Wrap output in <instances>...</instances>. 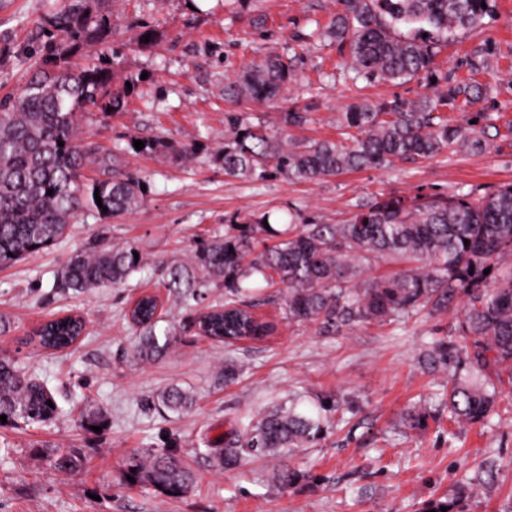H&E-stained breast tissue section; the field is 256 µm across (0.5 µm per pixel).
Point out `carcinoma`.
Wrapping results in <instances>:
<instances>
[{
    "label": "carcinoma",
    "instance_id": "obj_1",
    "mask_svg": "<svg viewBox=\"0 0 512 512\" xmlns=\"http://www.w3.org/2000/svg\"><path fill=\"white\" fill-rule=\"evenodd\" d=\"M343 9L328 34L348 46L351 68L367 80L407 81L432 73L435 48L455 28H473L490 0H338ZM99 0H67L63 9L40 27L47 67L38 71L15 96L0 101V267L11 266L59 241L69 225L91 208L106 216L136 210L143 201L140 180L118 169L119 155L97 158L104 177L87 184L82 171L96 151L79 138L82 111L121 109L123 92L107 94L112 74L105 62L71 68L67 56L85 46L107 42L111 15L98 10ZM408 25L406 33L398 32ZM292 81L288 63L269 55L244 66L224 84V97L258 102L280 99ZM473 100L472 87L455 85L433 105L405 101L353 105L340 122L343 140L282 147L274 135L241 127L226 114L227 141L221 159L234 177L265 175L273 168L305 181L344 171L377 168L394 161L438 157L479 131L448 123L438 107L458 99ZM63 145H58V142ZM102 205H97L94 193ZM137 247L97 242L74 253L54 283L62 295L125 283L140 267ZM512 185L483 196L456 194L408 204L383 197L339 224H290L284 230L264 227L258 218L229 224L221 237L196 242L188 261L168 268L165 287L185 305L201 302L209 284L224 285V302L207 307L193 320L214 341L231 345L243 336L263 339L276 325L257 320L240 295L253 284L284 288L288 322L312 323L330 333L357 323L391 324L423 312L440 314L465 300L455 331L459 348H436L441 363L464 364L469 379H452L446 405L449 418L472 425L486 419L497 404L490 373L509 372L512 384ZM404 265L369 279L360 275L380 262ZM489 274H484V270ZM136 327L134 352L142 362L165 355L178 335L175 322L157 314V305L141 299L132 311ZM84 322L66 317L37 332L45 350L70 347L82 335ZM174 414L190 411L196 396L180 386L159 392L151 401ZM327 407L312 415L296 406H275L239 420L220 437H204L205 449L195 465L176 455L178 441L166 448H146L129 458L125 474L135 484L178 498L196 482L195 467L233 469L248 458L280 459L291 448L320 440L327 430ZM63 414L46 382L0 359V416L7 423L41 428ZM106 422L100 408L87 405L79 416L86 432ZM58 471L80 465L67 448L50 455Z\"/></svg>",
    "mask_w": 512,
    "mask_h": 512
}]
</instances>
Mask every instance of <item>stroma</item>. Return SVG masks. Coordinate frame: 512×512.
Returning <instances> with one entry per match:
<instances>
[{
    "mask_svg": "<svg viewBox=\"0 0 512 512\" xmlns=\"http://www.w3.org/2000/svg\"><path fill=\"white\" fill-rule=\"evenodd\" d=\"M64 3L0 0V99L44 68L37 32ZM338 9L337 0H114L108 44L69 56L78 68L119 49L114 82L127 90L124 108H87L80 124L99 153L122 150L123 171L146 191L138 209L110 218L85 212L52 247L0 269V317L11 323L0 333V358L69 397L56 424L0 427V443L10 445L0 452V512H420L485 465L492 477L479 496L461 500L462 512H512V384L502 383L497 414L481 424L457 426L440 406L448 372L431 366L428 355L439 341L462 345L454 330L458 310L324 333L311 323H288L275 289L255 288L248 299L277 323L273 336L226 346L191 328L159 361L144 364L133 355L131 300L145 288L159 293L169 319L197 316V307L175 304L164 286L167 269L188 260L195 240L223 235L227 224L264 214L278 229L336 224L389 195L479 196L512 183V0H491L481 27L456 30L438 45L432 79L406 82L354 79L347 53L326 35ZM141 23L155 31L150 42L136 40ZM273 52L287 57L294 72L283 98L225 100V82ZM462 83L473 86L474 100L444 112L452 125L477 119L479 144L318 181L224 173L226 113L284 143H312L338 139L350 104L421 103ZM287 112L305 114V123H285ZM137 140L143 149H133ZM100 236L136 245L140 269L124 287L72 299L56 294L58 271ZM71 311L88 328L75 346L51 352L32 341L38 324ZM230 356L242 370L228 382ZM174 384L195 392V407L180 416L150 408ZM86 402L107 416L99 433L78 427ZM294 402L312 409L326 403L330 424L316 445L283 457L298 473L287 488H278L270 465L258 459L232 471L199 470L179 499L123 479L129 457L163 447L165 438H178L179 455L189 462L206 429L225 430L240 417ZM415 406L430 413L425 428L404 420ZM55 446L78 449L81 466L67 473L51 467Z\"/></svg>",
    "mask_w": 512,
    "mask_h": 512,
    "instance_id": "obj_1",
    "label": "stroma"
}]
</instances>
